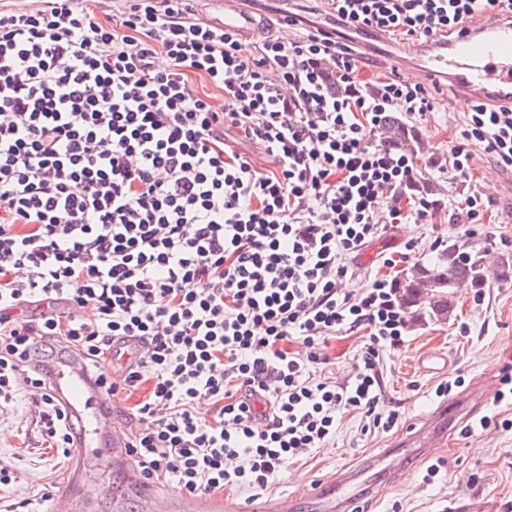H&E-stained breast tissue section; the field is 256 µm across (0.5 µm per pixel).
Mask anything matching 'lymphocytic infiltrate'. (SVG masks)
Here are the masks:
<instances>
[{
    "instance_id": "obj_1",
    "label": "lymphocytic infiltrate",
    "mask_w": 512,
    "mask_h": 512,
    "mask_svg": "<svg viewBox=\"0 0 512 512\" xmlns=\"http://www.w3.org/2000/svg\"><path fill=\"white\" fill-rule=\"evenodd\" d=\"M103 23L78 0L0 9V406L17 379L52 447L71 457L78 418L50 375L79 357L110 396L150 383L128 454L147 480L193 495L262 491L322 447L336 417L381 416L378 365L408 319L381 278L343 291L348 258L391 220L432 214L414 161L380 130L426 115L423 84L357 79L360 52L315 29L264 37L196 21L187 0H128ZM326 15L397 45L444 41L512 0H322ZM224 92L214 108L191 76ZM262 144L256 170L231 130ZM441 173L466 176L473 147L512 170V107L471 102ZM368 339L344 383L315 377L337 332ZM304 348L291 350L294 340ZM144 353L114 364L118 343Z\"/></svg>"
}]
</instances>
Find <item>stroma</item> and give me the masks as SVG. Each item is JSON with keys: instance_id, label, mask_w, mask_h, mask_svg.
<instances>
[{"instance_id": "stroma-1", "label": "stroma", "mask_w": 512, "mask_h": 512, "mask_svg": "<svg viewBox=\"0 0 512 512\" xmlns=\"http://www.w3.org/2000/svg\"><path fill=\"white\" fill-rule=\"evenodd\" d=\"M436 110L412 127L424 149L417 159L421 171L419 187L427 188L428 200L439 201L432 223L397 222L369 241L350 266L345 288L357 289L376 278L400 279L409 264L387 265V257L401 251L405 242L417 243L416 264L432 262L441 249L454 244L481 258L487 273L482 287L461 283L452 289L447 319L411 326L404 345L384 354L381 363L384 397L377 411L397 413L392 430L365 429V417L346 413L336 418V435L323 447L313 449L301 461H289L282 474L263 491L224 489L228 499L259 504L273 497L296 496L307 500L318 483H328L346 472L360 475L359 485L367 493L362 504L368 512H512V430L499 421L512 419V407L487 402L471 418L475 430L463 434L453 426L440 455L414 460L398 483H390L388 453L397 447L407 430L421 424L445 403L439 394L441 382L460 378L462 386L485 379L491 391L501 387L502 369L512 364V277L500 280L496 273L512 267V172L494 166L482 148H474L466 177L451 179L438 172L435 162L449 147L461 142L468 105L448 85L435 94ZM482 193L489 205L469 236H460L455 213L473 193ZM363 342L362 331L346 332L330 341V359L323 376L344 380L351 373ZM489 429H479L480 419ZM442 462L432 483L422 477L427 466ZM0 463L11 467L17 480L0 490V503L43 498L44 512H55L63 497L83 499L88 512H112V485L127 488V505L135 507L137 489L132 472L123 467L97 471L94 481L83 477L96 462L58 459L46 447L39 413L29 395H22L13 409L0 413Z\"/></svg>"}]
</instances>
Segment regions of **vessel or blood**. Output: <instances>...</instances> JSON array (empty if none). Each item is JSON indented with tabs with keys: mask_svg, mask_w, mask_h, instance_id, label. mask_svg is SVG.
I'll return each instance as SVG.
<instances>
[{
	"mask_svg": "<svg viewBox=\"0 0 512 512\" xmlns=\"http://www.w3.org/2000/svg\"><path fill=\"white\" fill-rule=\"evenodd\" d=\"M201 19L215 27L250 34L264 10L262 0H202ZM395 61L417 82H448L463 100H482L512 106V15L488 18L473 16L460 34L445 42L427 43L414 49L412 57L396 56ZM52 382L58 395L69 405L82 424L79 448L108 446L116 463L129 460L127 433L118 424L100 425L99 413L108 396L90 386L78 364L54 369ZM487 389L474 385L435 412L426 427L420 454L437 451L448 430L449 421L481 408L489 399ZM141 512H248L242 504L214 496H188L179 508H172L168 496L158 493L147 480L139 482ZM321 512H342L358 505L352 495H336L322 490L313 496Z\"/></svg>",
	"mask_w": 512,
	"mask_h": 512,
	"instance_id": "obj_1",
	"label": "vessel or blood"
}]
</instances>
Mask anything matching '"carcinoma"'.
Returning a JSON list of instances; mask_svg holds the SVG:
<instances>
[{
  "instance_id": "carcinoma-1",
  "label": "carcinoma",
  "mask_w": 512,
  "mask_h": 512,
  "mask_svg": "<svg viewBox=\"0 0 512 512\" xmlns=\"http://www.w3.org/2000/svg\"><path fill=\"white\" fill-rule=\"evenodd\" d=\"M386 141L393 146H412V153L419 154L423 144L416 135L395 116L389 115L384 122ZM469 279L471 283L483 284L484 272L480 261L473 258L465 261L455 245L443 249L435 261L417 268L415 275L397 283L400 306L418 321L425 316H435V307L448 308L449 289L459 281Z\"/></svg>"
}]
</instances>
